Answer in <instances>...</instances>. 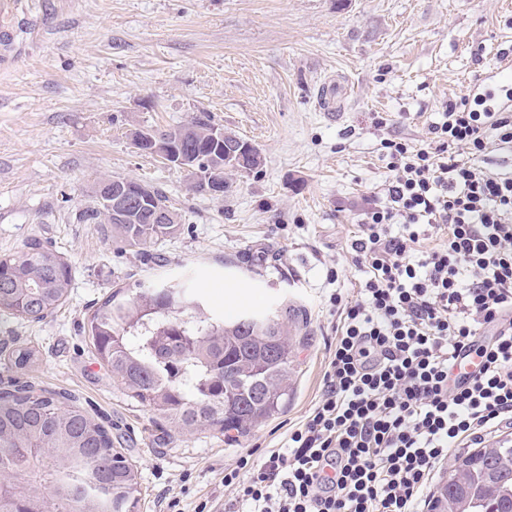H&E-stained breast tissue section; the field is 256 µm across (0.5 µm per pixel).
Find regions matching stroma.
Returning a JSON list of instances; mask_svg holds the SVG:
<instances>
[{
    "instance_id": "35a3bbf8",
    "label": "stroma",
    "mask_w": 512,
    "mask_h": 512,
    "mask_svg": "<svg viewBox=\"0 0 512 512\" xmlns=\"http://www.w3.org/2000/svg\"><path fill=\"white\" fill-rule=\"evenodd\" d=\"M14 40L0 68V255L51 245L73 288L41 321L0 324V360L38 352L23 371L0 363V390L29 384L102 416L141 475L136 512L167 498L179 512H225V469L280 448L321 394L337 319L328 298L356 294L351 243L389 177L381 138L421 143L442 102L512 54V0H18ZM329 81L333 123L317 109ZM202 109L265 158L260 172H225L220 198L189 191L187 172L132 141ZM104 176L161 189L179 232L141 254L79 222ZM162 275L192 277L221 315L298 310L288 399L249 432L177 433L93 354L81 331L92 307Z\"/></svg>"
}]
</instances>
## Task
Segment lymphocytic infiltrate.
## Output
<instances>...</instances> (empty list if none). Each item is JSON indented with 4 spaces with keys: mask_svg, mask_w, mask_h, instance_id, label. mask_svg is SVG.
<instances>
[{
    "mask_svg": "<svg viewBox=\"0 0 512 512\" xmlns=\"http://www.w3.org/2000/svg\"><path fill=\"white\" fill-rule=\"evenodd\" d=\"M383 201L364 212L354 298L319 400L262 461L240 457L224 486L243 512H419L436 465L512 428V112L464 95L441 105L421 144L388 136ZM443 243L425 246L426 228ZM480 357L471 380L451 375Z\"/></svg>",
    "mask_w": 512,
    "mask_h": 512,
    "instance_id": "f902f5d3",
    "label": "lymphocytic infiltrate"
}]
</instances>
